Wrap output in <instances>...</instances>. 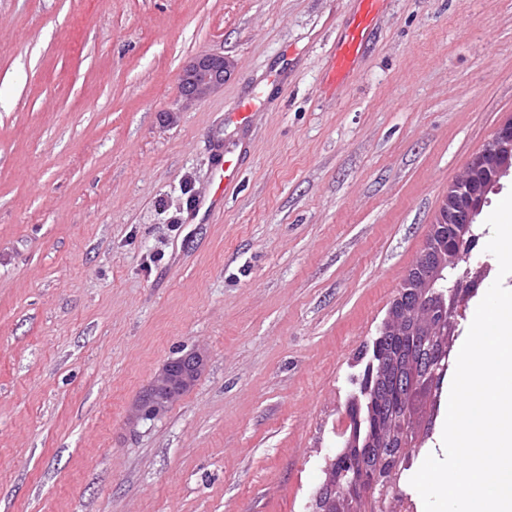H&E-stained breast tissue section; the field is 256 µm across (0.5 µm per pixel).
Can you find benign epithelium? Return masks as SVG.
<instances>
[{
    "label": "benign epithelium",
    "mask_w": 512,
    "mask_h": 512,
    "mask_svg": "<svg viewBox=\"0 0 512 512\" xmlns=\"http://www.w3.org/2000/svg\"><path fill=\"white\" fill-rule=\"evenodd\" d=\"M232 61L222 54L200 53L182 68L178 91L198 101L224 87ZM512 173V117L502 122L465 172L443 195L425 244L397 290L378 328L373 355L347 407L352 428L325 467V480L312 497V512H380L386 485L380 482L381 448L406 451L419 440L414 402L432 389L448 366V332L466 274L448 279L477 238L475 224L488 194ZM407 338L427 346L434 357L417 365L396 344ZM203 356L190 352L169 360L138 399L135 417L154 420L174 398L197 381Z\"/></svg>",
    "instance_id": "7a95c632"
}]
</instances>
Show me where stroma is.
<instances>
[{"mask_svg": "<svg viewBox=\"0 0 512 512\" xmlns=\"http://www.w3.org/2000/svg\"><path fill=\"white\" fill-rule=\"evenodd\" d=\"M355 0H0V512H310L347 402L442 195L512 117V0H385L331 80ZM234 71L194 102L183 64ZM253 96L245 131L224 115ZM251 161L224 206L212 158ZM478 241L462 268L499 277ZM204 356L161 418L130 410ZM383 499L439 454L452 381ZM203 364V356L197 352L169 360L136 402L135 417L140 420H154L165 413L176 396L194 385Z\"/></svg>", "mask_w": 512, "mask_h": 512, "instance_id": "1", "label": "stroma"}]
</instances>
